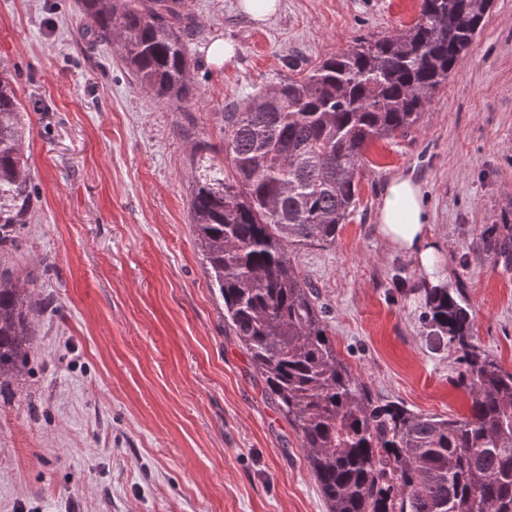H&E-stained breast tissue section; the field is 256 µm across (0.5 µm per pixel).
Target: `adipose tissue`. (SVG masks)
Here are the masks:
<instances>
[{
    "label": "adipose tissue",
    "mask_w": 512,
    "mask_h": 512,
    "mask_svg": "<svg viewBox=\"0 0 512 512\" xmlns=\"http://www.w3.org/2000/svg\"><path fill=\"white\" fill-rule=\"evenodd\" d=\"M382 238L413 259L435 281L440 277L438 253L430 243L428 215L421 185L408 176L389 179L377 213Z\"/></svg>",
    "instance_id": "ef3b65f1"
}]
</instances>
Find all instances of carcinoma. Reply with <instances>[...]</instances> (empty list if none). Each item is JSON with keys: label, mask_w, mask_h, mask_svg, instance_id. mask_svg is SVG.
Listing matches in <instances>:
<instances>
[{"label": "carcinoma", "mask_w": 512, "mask_h": 512, "mask_svg": "<svg viewBox=\"0 0 512 512\" xmlns=\"http://www.w3.org/2000/svg\"><path fill=\"white\" fill-rule=\"evenodd\" d=\"M494 0H421L417 19L355 39L304 76L224 113L227 167L194 180L190 212L224 322L300 438L328 512H512V371L474 340L448 283L425 279L428 335L463 366L454 385L465 416L415 412L374 393L340 356L294 250L336 240L356 206L369 145L423 121L479 33ZM85 35L112 43L138 86L175 105L192 91L187 0H78ZM23 113L0 75V247L27 224L37 198L23 152ZM512 262V225L485 244ZM36 301L0 271V386L34 346Z\"/></svg>", "instance_id": "carcinoma-1"}]
</instances>
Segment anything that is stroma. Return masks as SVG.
Listing matches in <instances>:
<instances>
[{
	"label": "stroma",
	"mask_w": 512,
	"mask_h": 512,
	"mask_svg": "<svg viewBox=\"0 0 512 512\" xmlns=\"http://www.w3.org/2000/svg\"><path fill=\"white\" fill-rule=\"evenodd\" d=\"M191 98L141 90L77 0H0V70L15 73L39 193L0 267L34 271L35 345L0 387V512H327L295 429L262 393L209 288L190 199L203 157L223 164L224 110L410 25L419 0H188ZM234 43L223 66L215 39ZM358 202L331 243L293 254L336 348L385 399L466 415L453 349H433L421 272L377 231L384 184L425 190L429 233L475 341L512 370V266L482 252L512 223V0H495L410 135L370 145Z\"/></svg>",
	"instance_id": "35a3bbf8"
}]
</instances>
